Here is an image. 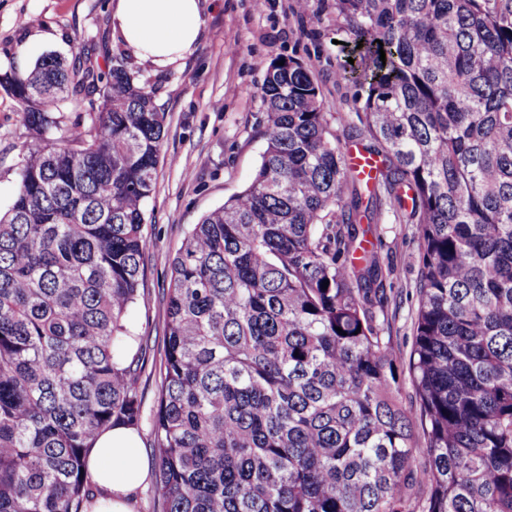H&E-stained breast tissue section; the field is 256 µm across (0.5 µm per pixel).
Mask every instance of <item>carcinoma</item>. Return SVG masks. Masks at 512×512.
Wrapping results in <instances>:
<instances>
[{
	"label": "carcinoma",
	"mask_w": 512,
	"mask_h": 512,
	"mask_svg": "<svg viewBox=\"0 0 512 512\" xmlns=\"http://www.w3.org/2000/svg\"><path fill=\"white\" fill-rule=\"evenodd\" d=\"M336 12L354 59L336 80L361 90L337 121L370 140L374 174L350 166L308 70L270 63L254 179L171 264L157 493L164 512H415L423 489V512H512V0ZM129 59L49 53L0 81L36 140L0 216V512H84L96 435L141 417L123 318L165 113ZM92 95L57 144L60 102ZM362 187L416 227L410 409Z\"/></svg>",
	"instance_id": "1"
}]
</instances>
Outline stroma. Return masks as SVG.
Listing matches in <instances>:
<instances>
[{
	"label": "stroma",
	"instance_id": "35a3bbf8",
	"mask_svg": "<svg viewBox=\"0 0 512 512\" xmlns=\"http://www.w3.org/2000/svg\"><path fill=\"white\" fill-rule=\"evenodd\" d=\"M292 0H270L257 13L252 0H202L204 24L190 54L159 69L139 58L131 68L154 93L166 120V137L155 190L145 203V257L137 302L125 322L130 353L142 364L138 426L149 460L147 482L131 495L133 512H163L155 492L158 455L153 431L164 360L165 293L171 263L185 233L206 212L248 187L266 146L260 124L261 86L270 62L293 57L319 86L326 112H358L354 85L340 83L348 35L335 0H310L304 14ZM112 37V0H0V74L31 67L55 53L69 63L108 67L123 52ZM31 142L14 100L0 90V213L13 199L18 173ZM380 253L391 268L383 334L398 357L408 354L420 258L414 228L378 219Z\"/></svg>",
	"mask_w": 512,
	"mask_h": 512
}]
</instances>
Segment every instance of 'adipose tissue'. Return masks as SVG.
Listing matches in <instances>:
<instances>
[{"label": "adipose tissue", "instance_id": "ef3b65f1", "mask_svg": "<svg viewBox=\"0 0 512 512\" xmlns=\"http://www.w3.org/2000/svg\"><path fill=\"white\" fill-rule=\"evenodd\" d=\"M203 26L200 0H112V28L140 58L163 67L183 58ZM88 473L100 493L90 512H132L131 493L148 473L135 429L117 425L100 433Z\"/></svg>", "mask_w": 512, "mask_h": 512}]
</instances>
